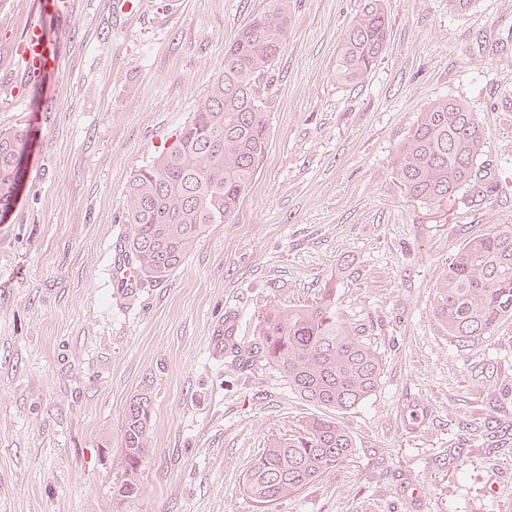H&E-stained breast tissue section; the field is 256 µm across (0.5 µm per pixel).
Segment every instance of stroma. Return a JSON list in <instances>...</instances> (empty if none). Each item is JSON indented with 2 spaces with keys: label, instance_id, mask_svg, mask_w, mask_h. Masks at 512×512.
I'll return each instance as SVG.
<instances>
[{
  "label": "stroma",
  "instance_id": "1",
  "mask_svg": "<svg viewBox=\"0 0 512 512\" xmlns=\"http://www.w3.org/2000/svg\"><path fill=\"white\" fill-rule=\"evenodd\" d=\"M69 0L46 18L61 67L25 86L18 40L33 0H0V130L29 127L22 190L0 219V512H258L242 477L267 439L312 414L264 360L215 358L235 312L250 341L272 306L336 284V308L384 360L377 390L337 412L351 461L272 512H512V319L461 347L431 308L449 256L512 224V197L445 206L406 196L396 147L439 97L468 102L489 162L512 158V0H384L389 42L365 82L337 83L360 0H292L265 89L269 148L229 223L182 266L125 295L108 275L128 235L126 188L192 118L224 49L269 0ZM153 400L143 491L128 504L122 421ZM482 409L505 436H473Z\"/></svg>",
  "mask_w": 512,
  "mask_h": 512
}]
</instances>
